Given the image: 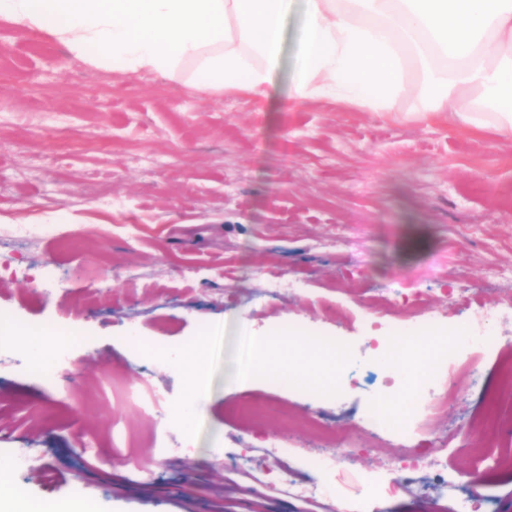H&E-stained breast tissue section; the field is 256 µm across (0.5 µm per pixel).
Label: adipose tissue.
<instances>
[{
	"mask_svg": "<svg viewBox=\"0 0 512 512\" xmlns=\"http://www.w3.org/2000/svg\"><path fill=\"white\" fill-rule=\"evenodd\" d=\"M300 8L292 97L326 98L348 109L394 111L407 60L418 63L415 121L455 113L476 136L512 141V0H0V20L48 36L83 64L189 80L203 96H268L280 67L284 21ZM454 324L429 339L396 341L387 354H412L407 377L429 368L430 351L462 336ZM0 335L21 339L34 369L64 341L15 319ZM339 353L305 343L290 352L291 380L329 388ZM0 455V512H96L89 500L23 501Z\"/></svg>",
	"mask_w": 512,
	"mask_h": 512,
	"instance_id": "1",
	"label": "adipose tissue"
}]
</instances>
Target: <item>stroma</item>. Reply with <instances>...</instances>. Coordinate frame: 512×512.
Wrapping results in <instances>:
<instances>
[{"label":"stroma","instance_id":"1","mask_svg":"<svg viewBox=\"0 0 512 512\" xmlns=\"http://www.w3.org/2000/svg\"><path fill=\"white\" fill-rule=\"evenodd\" d=\"M296 25L289 16L261 101L92 69L0 21V308L74 334L70 378L48 381L26 358L0 366V454L31 457L13 474L21 494L89 498L99 512H340L378 474L398 477L407 455L395 440L351 438L381 383L364 295L420 289L448 324L466 318L459 290L490 304L512 294V142L474 138L455 117L403 121L417 103L411 65L392 112L289 99ZM335 305L354 320L327 316ZM213 324L224 333L184 428L180 363ZM320 335L356 354L354 375L336 374L339 398L237 373L241 337L272 357ZM495 377L494 357H476L432 454L512 512V478L473 469L512 449L511 428L479 423ZM149 387L160 414L139 411ZM254 399L272 415L240 423L235 409ZM318 417L335 438L329 470L310 463ZM305 479L329 497L295 496ZM401 493L405 512H453L430 469Z\"/></svg>","mask_w":512,"mask_h":512}]
</instances>
